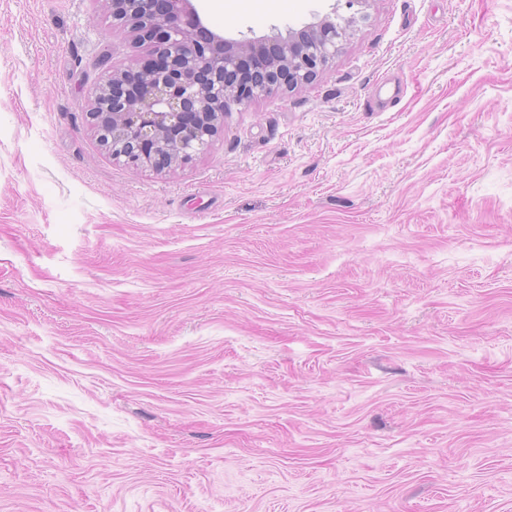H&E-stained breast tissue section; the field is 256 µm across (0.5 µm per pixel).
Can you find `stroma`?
<instances>
[{
	"instance_id": "obj_1",
	"label": "stroma",
	"mask_w": 512,
	"mask_h": 512,
	"mask_svg": "<svg viewBox=\"0 0 512 512\" xmlns=\"http://www.w3.org/2000/svg\"><path fill=\"white\" fill-rule=\"evenodd\" d=\"M196 6L354 23L157 175L106 0H0V512H512V0Z\"/></svg>"
}]
</instances>
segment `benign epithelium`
<instances>
[{"label": "benign epithelium", "instance_id": "obj_1", "mask_svg": "<svg viewBox=\"0 0 512 512\" xmlns=\"http://www.w3.org/2000/svg\"><path fill=\"white\" fill-rule=\"evenodd\" d=\"M108 3L135 39L158 47L139 67L112 71L88 111L112 161L135 169L192 162L228 112L310 83L349 35L327 14L300 30L232 39L209 26L194 0Z\"/></svg>", "mask_w": 512, "mask_h": 512}]
</instances>
